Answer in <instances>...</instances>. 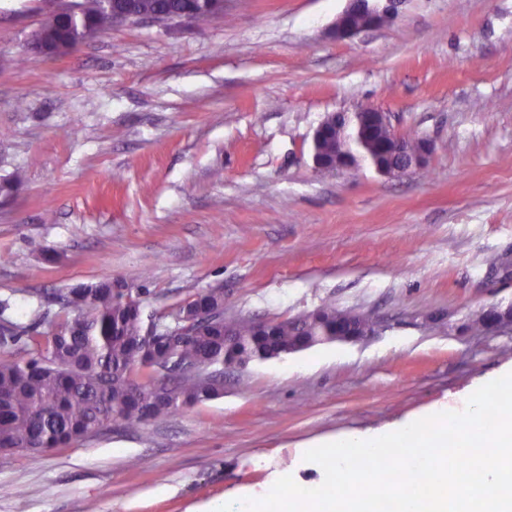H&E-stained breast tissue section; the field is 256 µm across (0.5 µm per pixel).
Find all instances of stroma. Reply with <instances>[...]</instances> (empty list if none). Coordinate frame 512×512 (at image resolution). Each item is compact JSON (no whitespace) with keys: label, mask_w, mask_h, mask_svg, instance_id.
Listing matches in <instances>:
<instances>
[{"label":"stroma","mask_w":512,"mask_h":512,"mask_svg":"<svg viewBox=\"0 0 512 512\" xmlns=\"http://www.w3.org/2000/svg\"><path fill=\"white\" fill-rule=\"evenodd\" d=\"M347 5L224 0L205 27L118 25L48 58L24 50L38 0H0V185L22 176L0 193L12 318L145 270L150 309L220 288L228 317L329 300L378 324L225 368L221 397L141 432L0 455V512H207L286 474L315 488L307 450L462 411L512 372V329H461L512 304V0H403L339 41ZM363 104L430 142L424 169L314 170V129Z\"/></svg>","instance_id":"obj_1"}]
</instances>
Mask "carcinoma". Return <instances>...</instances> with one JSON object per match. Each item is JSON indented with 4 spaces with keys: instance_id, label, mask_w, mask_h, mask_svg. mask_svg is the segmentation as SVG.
Returning a JSON list of instances; mask_svg holds the SVG:
<instances>
[{
    "instance_id": "obj_1",
    "label": "carcinoma",
    "mask_w": 512,
    "mask_h": 512,
    "mask_svg": "<svg viewBox=\"0 0 512 512\" xmlns=\"http://www.w3.org/2000/svg\"><path fill=\"white\" fill-rule=\"evenodd\" d=\"M140 15L190 12L193 22L221 18L196 0H126ZM46 45L63 36L76 49L86 29L104 33L115 25L111 0H42ZM387 129L358 132V151L381 165ZM144 289L123 278L78 285L53 295L59 313L45 332L4 316L0 300V448L50 451L64 448L114 426L137 431L218 394L200 390L178 376L174 366L196 362L211 370L236 362L269 359L299 336H333L340 310L325 302L284 320L224 318V289L203 295L221 313L201 323L191 315L193 300L169 310H147L134 292ZM239 337L237 349L224 348V335Z\"/></svg>"
}]
</instances>
